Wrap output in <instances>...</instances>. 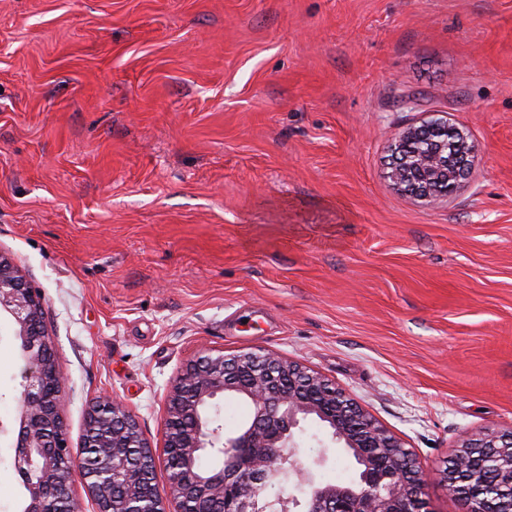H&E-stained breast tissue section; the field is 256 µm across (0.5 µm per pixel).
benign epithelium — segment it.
<instances>
[{
  "label": "benign epithelium",
  "instance_id": "obj_1",
  "mask_svg": "<svg viewBox=\"0 0 512 512\" xmlns=\"http://www.w3.org/2000/svg\"><path fill=\"white\" fill-rule=\"evenodd\" d=\"M467 133L436 113L391 145L387 178L426 201L450 198L467 175ZM23 341V389L0 435H13L10 465L32 491L23 512H85L73 493L79 476L93 512H423L435 478L462 512H512V425L462 442L444 469L423 470L410 449L336 383L275 353L222 350L187 359L166 389L163 452L167 485L134 414L109 394L87 405L79 454L60 412L66 375L58 362L40 291L0 252V317ZM244 398L248 422L233 433L218 420L219 402ZM310 423L326 437L312 462L298 439ZM340 448L356 467L348 486L327 484L317 468Z\"/></svg>",
  "mask_w": 512,
  "mask_h": 512
}]
</instances>
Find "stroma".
Returning <instances> with one entry per match:
<instances>
[{
	"mask_svg": "<svg viewBox=\"0 0 512 512\" xmlns=\"http://www.w3.org/2000/svg\"><path fill=\"white\" fill-rule=\"evenodd\" d=\"M433 112L473 153L431 204L386 168ZM0 252L43 296L72 448L115 395L166 484L182 364L263 349L435 470L512 424V0H0ZM17 351L1 319L0 422Z\"/></svg>",
	"mask_w": 512,
	"mask_h": 512,
	"instance_id": "35a3bbf8",
	"label": "stroma"
}]
</instances>
